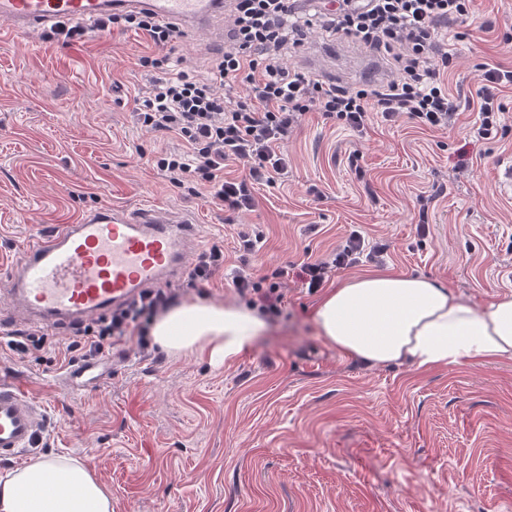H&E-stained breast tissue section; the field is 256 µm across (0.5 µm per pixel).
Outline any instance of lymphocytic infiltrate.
Segmentation results:
<instances>
[{
	"label": "lymphocytic infiltrate",
	"instance_id": "lymphocytic-infiltrate-1",
	"mask_svg": "<svg viewBox=\"0 0 512 512\" xmlns=\"http://www.w3.org/2000/svg\"><path fill=\"white\" fill-rule=\"evenodd\" d=\"M474 10L475 0H322L315 13L295 15L288 11V0H231L233 39L200 74L173 69L166 49L176 39L174 30L150 15L115 16L100 27L141 32L153 49L140 59L155 77L137 99V118L145 130L174 135L182 144L181 151L155 157L157 169L176 186L189 180L208 185L214 204L235 217L254 209L256 186L287 176L282 146L312 110L362 134L375 112L388 122L405 116L418 126L444 129L461 105H474L478 112L471 132L475 140L489 138L503 110L500 93L512 87V70L482 64L480 80L461 101L451 97L444 78L449 57L441 25L467 22ZM317 31L386 54L394 78L347 88L295 69L289 50ZM229 162L242 164L245 176L225 179ZM376 254L359 231H351L329 256L303 260L301 284L318 291L332 271ZM281 275L278 269L267 277L242 269L232 283L262 313L276 316L285 299ZM177 299L169 288L144 291L127 308L77 328L62 351L64 360H87L119 345L147 351L152 323Z\"/></svg>",
	"mask_w": 512,
	"mask_h": 512
}]
</instances>
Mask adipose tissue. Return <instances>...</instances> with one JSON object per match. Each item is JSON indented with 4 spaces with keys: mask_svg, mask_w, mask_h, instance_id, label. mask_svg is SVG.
<instances>
[{
    "mask_svg": "<svg viewBox=\"0 0 512 512\" xmlns=\"http://www.w3.org/2000/svg\"><path fill=\"white\" fill-rule=\"evenodd\" d=\"M313 319L327 343L371 366L512 359V293L477 309L424 277L365 274L330 289ZM263 328L248 308L197 301L159 315L151 334L171 354L227 367ZM0 512H112V496L84 462L56 455L0 476Z\"/></svg>",
    "mask_w": 512,
    "mask_h": 512,
    "instance_id": "obj_1",
    "label": "adipose tissue"
}]
</instances>
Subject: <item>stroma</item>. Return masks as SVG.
<instances>
[{
  "label": "stroma",
  "instance_id": "35a3bbf8",
  "mask_svg": "<svg viewBox=\"0 0 512 512\" xmlns=\"http://www.w3.org/2000/svg\"><path fill=\"white\" fill-rule=\"evenodd\" d=\"M485 20L491 30H480ZM443 33L454 98L480 64L512 70V0H478L473 19ZM306 45L328 53L342 86L366 83L368 59L393 71L351 40L315 33ZM149 52L142 34L120 29L69 44L50 31L0 40V264L18 243L98 207L180 208L195 216L200 249L224 248L209 301L243 304L231 271L241 225L255 224L264 239L250 263L283 270L285 311L231 366L115 348L101 356L105 384L78 393L48 353L0 349V378L43 405L25 461L82 460L110 488L112 512H512V361L366 366L318 336L320 295L297 277L306 256L356 229L386 251L332 272L331 283L421 276L477 308L512 292V192L498 179L512 160V89L502 129L478 143L472 109L444 132L377 116L362 136L306 113L284 146L287 180L258 186L254 211L229 224L206 187L174 186L152 164L181 143L135 119Z\"/></svg>",
  "mask_w": 512,
  "mask_h": 512
}]
</instances>
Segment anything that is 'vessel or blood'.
I'll list each match as a JSON object with an SVG mask.
<instances>
[{
  "label": "vessel or blood",
  "mask_w": 512,
  "mask_h": 512,
  "mask_svg": "<svg viewBox=\"0 0 512 512\" xmlns=\"http://www.w3.org/2000/svg\"><path fill=\"white\" fill-rule=\"evenodd\" d=\"M144 13L184 35L209 32L224 16V0H0V38L21 40L63 24L89 29L115 14ZM197 245L189 213L145 205L83 213L22 245L5 279L12 318L52 327L125 307L146 289L182 279ZM107 375L106 364L88 361L65 379L72 390L86 391L101 387ZM42 427L41 406L0 379V458H20Z\"/></svg>",
  "instance_id": "obj_1"
}]
</instances>
